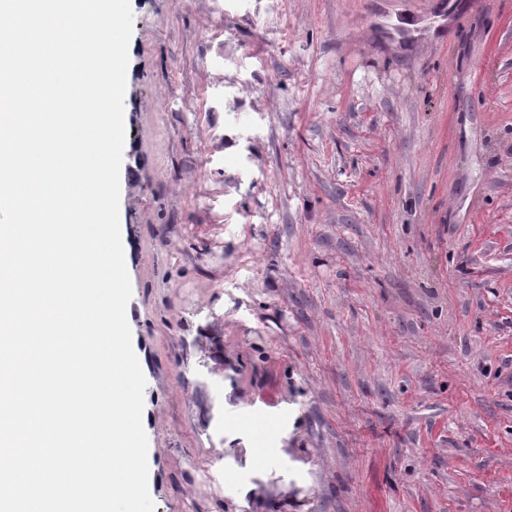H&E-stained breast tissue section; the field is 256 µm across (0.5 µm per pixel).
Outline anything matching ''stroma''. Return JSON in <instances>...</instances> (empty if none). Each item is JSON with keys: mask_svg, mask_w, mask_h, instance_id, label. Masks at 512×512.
Returning <instances> with one entry per match:
<instances>
[{"mask_svg": "<svg viewBox=\"0 0 512 512\" xmlns=\"http://www.w3.org/2000/svg\"><path fill=\"white\" fill-rule=\"evenodd\" d=\"M130 7L155 512H512V0Z\"/></svg>", "mask_w": 512, "mask_h": 512, "instance_id": "35a3bbf8", "label": "stroma"}]
</instances>
